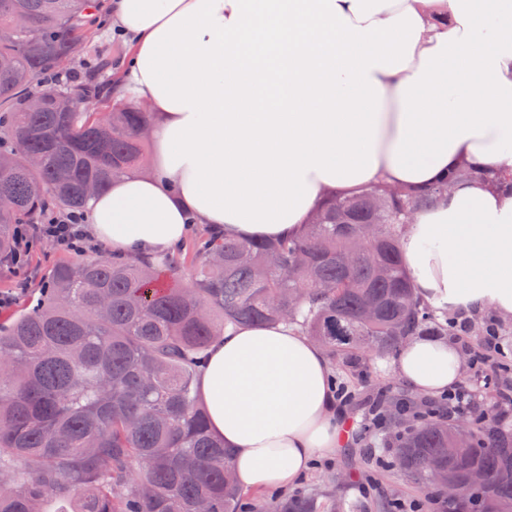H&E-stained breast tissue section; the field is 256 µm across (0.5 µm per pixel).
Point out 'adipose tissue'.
I'll list each match as a JSON object with an SVG mask.
<instances>
[{
    "label": "adipose tissue",
    "instance_id": "ef3b65f1",
    "mask_svg": "<svg viewBox=\"0 0 512 512\" xmlns=\"http://www.w3.org/2000/svg\"><path fill=\"white\" fill-rule=\"evenodd\" d=\"M129 65L112 97L153 116L152 171L89 200L113 252L178 245L188 217L231 239L303 234L319 206L384 183L476 175L416 214L400 252L416 297L512 319V0H111ZM413 394L459 385L460 351L412 337L391 361ZM212 433L247 492L285 489L332 454L348 415L324 350L285 323L242 325L199 376Z\"/></svg>",
    "mask_w": 512,
    "mask_h": 512
}]
</instances>
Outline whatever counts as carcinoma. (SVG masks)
<instances>
[{"instance_id": "carcinoma-1", "label": "carcinoma", "mask_w": 512, "mask_h": 512, "mask_svg": "<svg viewBox=\"0 0 512 512\" xmlns=\"http://www.w3.org/2000/svg\"><path fill=\"white\" fill-rule=\"evenodd\" d=\"M94 0H0V265L19 224L77 210L92 185L147 169L133 103L97 111L101 86L41 78L87 44ZM473 171L436 185L371 186L327 202L287 242L227 239L205 227L159 262L124 255L62 259L34 282L39 298L0 323V512H347L336 486L244 502L232 450L213 436L198 375L229 327L286 321L351 371L411 336H449L454 320L421 303L401 264V221ZM416 398L386 385L366 422L392 433L397 471L451 512L433 475L486 480L465 512H512V430L498 424L499 391L468 447L448 456L459 422L417 416Z\"/></svg>"}]
</instances>
